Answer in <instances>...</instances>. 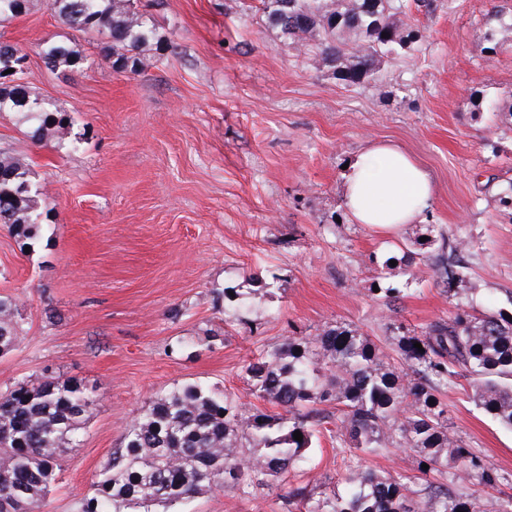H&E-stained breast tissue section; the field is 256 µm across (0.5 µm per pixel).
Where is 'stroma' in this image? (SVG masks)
<instances>
[{"mask_svg": "<svg viewBox=\"0 0 512 512\" xmlns=\"http://www.w3.org/2000/svg\"><path fill=\"white\" fill-rule=\"evenodd\" d=\"M144 2L173 48L135 73L114 71L87 35L84 70H48L40 45L65 28L45 0L0 27L28 53L31 92L70 112L83 136L75 149L34 142L0 114V149L25 159L53 209L28 247L0 226V296L15 299L19 324L0 354V390L75 377L98 399L42 512H78L157 395L202 383L272 412L243 368L288 337L349 325L388 353L395 323L420 333L468 302L512 315V40L483 51L498 0L409 10V49L357 87L288 47L261 0ZM375 141L428 172L422 221L385 231L349 218L342 167ZM445 242L465 245L467 298L442 284ZM406 253L421 255L417 267L378 278L377 262ZM376 286L401 295L375 299ZM444 400L452 431L504 477L465 487L494 512L512 496V431L475 404L470 378L449 381ZM310 456L272 489L214 490L183 512H284L289 488L354 463L325 430Z\"/></svg>", "mask_w": 512, "mask_h": 512, "instance_id": "obj_1", "label": "stroma"}]
</instances>
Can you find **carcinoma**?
I'll use <instances>...</instances> for the list:
<instances>
[{"label":"carcinoma","instance_id":"carcinoma-1","mask_svg":"<svg viewBox=\"0 0 512 512\" xmlns=\"http://www.w3.org/2000/svg\"><path fill=\"white\" fill-rule=\"evenodd\" d=\"M31 3L0 0V26L27 14ZM262 4L288 46L302 48L348 86L374 77L381 58L411 43L408 0ZM47 5L71 31L101 37V53L117 72L137 71L145 48L164 44L138 0ZM40 56L50 71H79L87 63L69 38L43 41ZM2 112L15 114L34 142L81 141L69 112L0 73ZM49 218L42 185L24 162L0 150V224L37 241ZM443 269L446 292L467 291L465 265ZM16 311L14 299L0 297V353L18 340ZM391 340L394 363L350 326L263 349L245 366L244 379L277 413H249L238 395L217 397L199 383L156 396L112 451L81 512H181L184 502L215 489L253 495L269 488L308 462L319 426L315 405L324 402L342 413L336 438L344 449L355 457L407 450L418 488L400 471L355 466L341 478V491L292 490L283 496L286 512H481L477 498L455 484L495 486L502 477L450 429L442 388L470 376L476 405L512 429V317L463 310L420 334L399 325ZM96 406L97 398L71 379L23 381L0 392V512H40L63 452L76 445Z\"/></svg>","mask_w":512,"mask_h":512}]
</instances>
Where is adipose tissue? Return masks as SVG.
I'll list each match as a JSON object with an SVG mask.
<instances>
[{
    "mask_svg": "<svg viewBox=\"0 0 512 512\" xmlns=\"http://www.w3.org/2000/svg\"><path fill=\"white\" fill-rule=\"evenodd\" d=\"M432 196L427 172L388 142L359 152L344 174V207L357 224L394 228L418 222Z\"/></svg>",
    "mask_w": 512,
    "mask_h": 512,
    "instance_id": "ef3b65f1",
    "label": "adipose tissue"
}]
</instances>
